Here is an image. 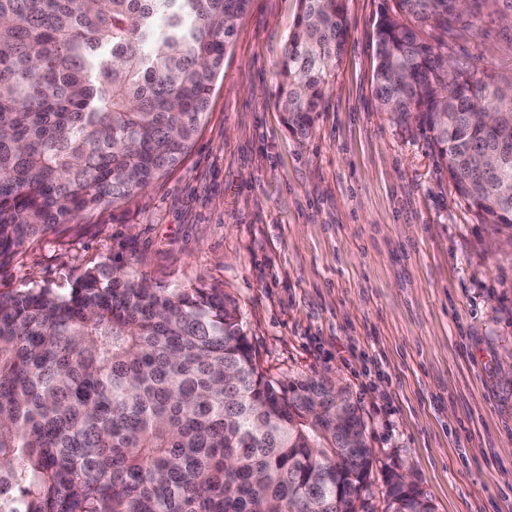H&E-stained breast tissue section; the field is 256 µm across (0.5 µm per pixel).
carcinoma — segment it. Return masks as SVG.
I'll use <instances>...</instances> for the list:
<instances>
[{
	"mask_svg": "<svg viewBox=\"0 0 512 512\" xmlns=\"http://www.w3.org/2000/svg\"><path fill=\"white\" fill-rule=\"evenodd\" d=\"M249 0H0V258L57 224L137 197L193 147ZM512 18V0H470ZM458 0H396L376 28L375 94L434 134L479 224L512 238L503 88L419 33ZM349 25L345 0H300L278 104L304 138ZM259 369L224 289L170 288L107 259L67 288L0 293V512H364L372 451L349 396ZM385 512H432L401 475Z\"/></svg>",
	"mask_w": 512,
	"mask_h": 512,
	"instance_id": "1",
	"label": "carcinoma"
}]
</instances>
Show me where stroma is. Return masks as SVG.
Returning a JSON list of instances; mask_svg holds the SVG:
<instances>
[{
  "mask_svg": "<svg viewBox=\"0 0 512 512\" xmlns=\"http://www.w3.org/2000/svg\"><path fill=\"white\" fill-rule=\"evenodd\" d=\"M394 0H346L350 34L306 139L275 101L299 0H250L184 161L143 194L0 259V292L107 258L237 302L259 368L347 387L367 422L373 512L390 473L434 512H512V255L490 250L433 136L375 96ZM453 69L512 82V25L425 29Z\"/></svg>",
  "mask_w": 512,
  "mask_h": 512,
  "instance_id": "1",
  "label": "stroma"
}]
</instances>
